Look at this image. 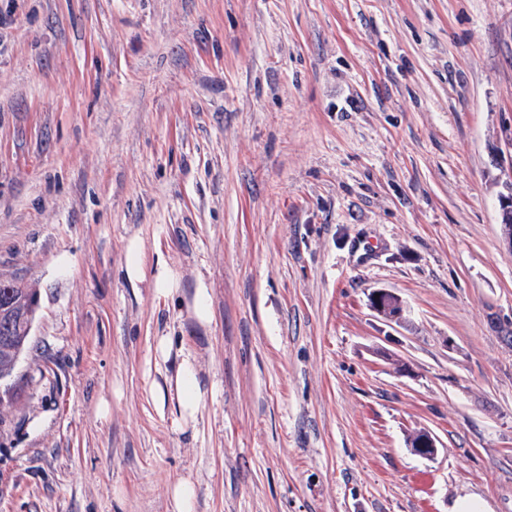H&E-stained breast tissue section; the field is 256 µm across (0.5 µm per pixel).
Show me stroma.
<instances>
[{
    "label": "stroma",
    "instance_id": "stroma-1",
    "mask_svg": "<svg viewBox=\"0 0 512 512\" xmlns=\"http://www.w3.org/2000/svg\"><path fill=\"white\" fill-rule=\"evenodd\" d=\"M0 11V280L39 297L0 512H171L182 478L194 512H512V0ZM376 294H379V297H376ZM372 306L378 314L390 320L399 319L403 310L399 297L385 290H380L373 295ZM197 367L190 353H181L174 377L169 379L168 388L159 387L157 399L161 407L170 396V401L179 415V425L185 427L195 420L204 401V392L199 384Z\"/></svg>",
    "mask_w": 512,
    "mask_h": 512
}]
</instances>
